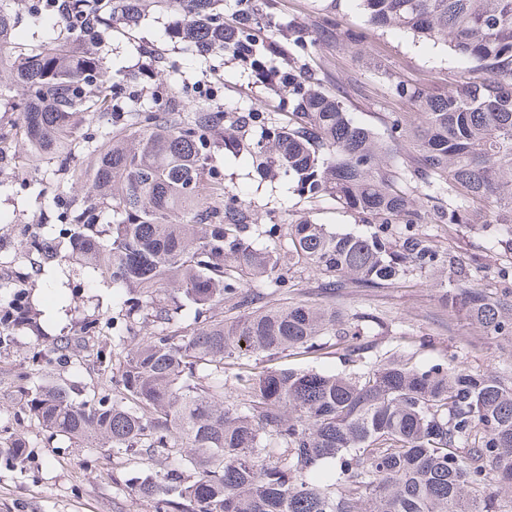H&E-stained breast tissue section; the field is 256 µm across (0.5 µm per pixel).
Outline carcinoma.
Here are the masks:
<instances>
[{
  "mask_svg": "<svg viewBox=\"0 0 512 512\" xmlns=\"http://www.w3.org/2000/svg\"><path fill=\"white\" fill-rule=\"evenodd\" d=\"M156 2L182 14L172 37L194 55L243 49L255 80L288 92L291 111L275 118L259 103L225 114L173 89L127 112L88 43L114 23L137 27L139 0H67L53 16L65 26L71 11L89 16L90 36L24 45L13 42L11 0H0V72L25 91L19 125L0 131V157L21 139L77 177L78 151L94 155L84 196L38 217L59 222L58 236L22 248L42 264L66 258L125 295L98 354L112 389L78 401L67 386L26 387L24 415L153 464L135 481L152 512H512V379L454 357L364 361L360 329L335 305L288 297L302 271L322 276L329 295L419 276L441 289L448 315L512 336V295L472 290L451 253L418 230H478L512 251V0H358L372 29L443 44L465 63L449 90L397 82L412 111L391 113L382 133L355 122L348 96L311 81L292 57L296 80L271 79L258 35L280 27L268 0L229 26L224 0ZM223 149L248 151L259 179L285 176L300 196L327 197L369 229L340 233L302 217L281 234L262 230L217 173ZM264 232L272 243L259 247ZM31 278L0 279L25 312L0 321V346L32 323L19 294ZM267 288L283 302L262 303ZM333 347L341 369L260 366Z\"/></svg>",
  "mask_w": 512,
  "mask_h": 512,
  "instance_id": "carcinoma-1",
  "label": "carcinoma"
}]
</instances>
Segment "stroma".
Instances as JSON below:
<instances>
[{"instance_id":"35a3bbf8","label":"stroma","mask_w":512,"mask_h":512,"mask_svg":"<svg viewBox=\"0 0 512 512\" xmlns=\"http://www.w3.org/2000/svg\"><path fill=\"white\" fill-rule=\"evenodd\" d=\"M277 11L283 21L301 28L306 36L304 50L296 54L298 62L306 63L313 54L327 57V67L318 73L319 82L330 89L353 88L355 118L375 131H383L390 113L407 109L394 92L396 82L421 81L446 89L455 79L458 60L447 46L408 32L373 31L357 0H341L337 5L332 0H277ZM330 18L341 34L336 48L320 40ZM180 23L178 13L149 5L136 29L115 25L99 51L107 77L118 82L132 100L145 105L161 102L168 84L175 80L181 83L185 100L197 102L195 85L201 81L216 89L213 105L219 110L241 111L262 99L268 101L270 112H287V94H274L256 83L229 53L198 58L171 40V31ZM146 45L158 50L159 59L144 56ZM25 153L19 142L14 158L0 161V275L4 277L36 263V256L19 246L22 239L44 233L35 215L42 210L59 211L67 197L85 192L84 182L77 180L62 195L48 189L54 164L38 160L20 167L17 159ZM217 166L226 189L254 203L263 227L307 216L341 232L363 228L359 217L338 209L333 201L307 202L293 192L287 179L257 182L248 155L219 154ZM419 230L469 264L470 285L481 291L491 284L497 266L512 260V253L492 246L482 232L452 237L440 224H423ZM26 294L40 315L41 327L16 331L13 343L0 348V440H19L26 446L21 464L0 461V512H150L129 482L141 472V465L117 464L101 449L50 436L19 411L24 375L75 387L82 397L89 395L97 379V353L110 341L109 323L117 294L103 281L90 287L86 274L66 261L34 278ZM335 302L350 316L373 313L384 318L380 327L369 322L360 325L359 343L367 357L394 351L413 353L423 362L454 357L471 367L512 376V337L492 338L448 316L439 288L425 280L367 292L345 288L337 292ZM86 318L97 322L96 332L88 337L82 334ZM64 336L75 337L76 342L62 356L55 343Z\"/></svg>"}]
</instances>
